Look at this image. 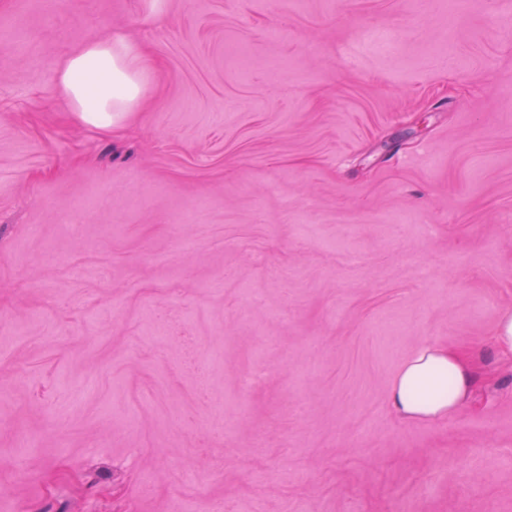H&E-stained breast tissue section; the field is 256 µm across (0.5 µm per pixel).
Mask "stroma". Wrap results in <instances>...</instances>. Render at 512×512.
Returning <instances> with one entry per match:
<instances>
[{
	"label": "stroma",
	"instance_id": "35a3bbf8",
	"mask_svg": "<svg viewBox=\"0 0 512 512\" xmlns=\"http://www.w3.org/2000/svg\"><path fill=\"white\" fill-rule=\"evenodd\" d=\"M448 2L0 0V512H512V0ZM425 340L484 381L395 421ZM153 64L141 47L121 34L87 40L58 72L59 85L88 125L107 128L112 113L127 112L147 89ZM491 342L503 357L512 361V312L501 316Z\"/></svg>",
	"mask_w": 512,
	"mask_h": 512
}]
</instances>
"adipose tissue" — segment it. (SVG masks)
Instances as JSON below:
<instances>
[{"instance_id":"ef3b65f1","label":"adipose tissue","mask_w":512,"mask_h":512,"mask_svg":"<svg viewBox=\"0 0 512 512\" xmlns=\"http://www.w3.org/2000/svg\"><path fill=\"white\" fill-rule=\"evenodd\" d=\"M153 64L141 47L123 35L86 41L58 72L73 111L88 125L107 128L112 115L126 112L147 89ZM477 375L472 356L433 341L420 343L400 367L388 408L403 421H442L468 404Z\"/></svg>"}]
</instances>
